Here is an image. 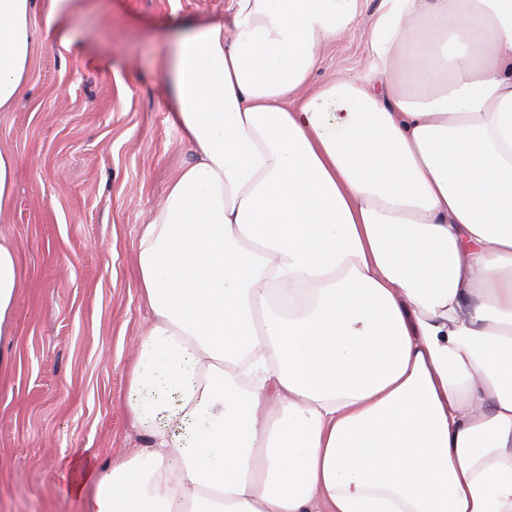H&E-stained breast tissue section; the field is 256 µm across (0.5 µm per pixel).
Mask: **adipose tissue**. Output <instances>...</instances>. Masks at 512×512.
I'll return each instance as SVG.
<instances>
[{
	"label": "adipose tissue",
	"instance_id": "adipose-tissue-1",
	"mask_svg": "<svg viewBox=\"0 0 512 512\" xmlns=\"http://www.w3.org/2000/svg\"><path fill=\"white\" fill-rule=\"evenodd\" d=\"M228 0L162 63L193 157L139 238L148 443L70 459L80 512H512V0ZM31 0H0V112ZM22 271L0 240V338ZM381 0H363L345 39L321 53L320 63L312 76L318 86L338 77H357L367 67L368 51L365 32L376 17Z\"/></svg>",
	"mask_w": 512,
	"mask_h": 512
}]
</instances>
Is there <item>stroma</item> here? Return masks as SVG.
Listing matches in <instances>:
<instances>
[{
    "label": "stroma",
    "mask_w": 512,
    "mask_h": 512,
    "mask_svg": "<svg viewBox=\"0 0 512 512\" xmlns=\"http://www.w3.org/2000/svg\"><path fill=\"white\" fill-rule=\"evenodd\" d=\"M380 0H362L325 48L313 85L359 76ZM227 0H71L70 46L40 38L24 95L0 112V151L18 171L0 239L23 273L0 371V512H75L56 462L85 448L141 446L127 370L150 313L136 282L144 224L192 152L169 120L161 63L179 25L220 18Z\"/></svg>",
    "instance_id": "stroma-1"
}]
</instances>
